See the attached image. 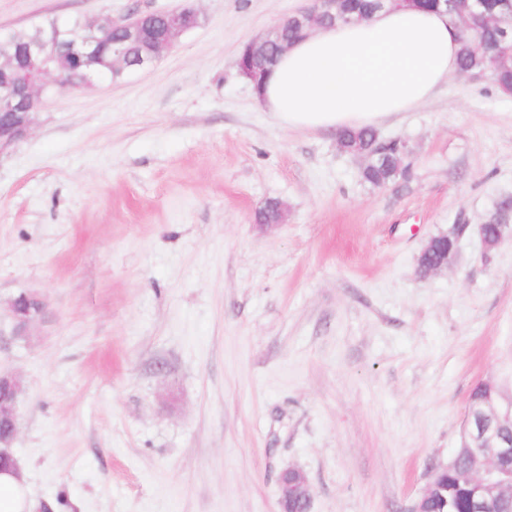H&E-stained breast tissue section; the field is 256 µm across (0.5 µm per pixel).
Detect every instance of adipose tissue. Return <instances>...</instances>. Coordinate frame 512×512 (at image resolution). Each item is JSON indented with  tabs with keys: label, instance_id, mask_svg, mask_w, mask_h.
<instances>
[{
	"label": "adipose tissue",
	"instance_id": "ef3b65f1",
	"mask_svg": "<svg viewBox=\"0 0 512 512\" xmlns=\"http://www.w3.org/2000/svg\"><path fill=\"white\" fill-rule=\"evenodd\" d=\"M448 17L431 9L376 13L292 43L258 97L290 129L377 127L426 104L457 69Z\"/></svg>",
	"mask_w": 512,
	"mask_h": 512
}]
</instances>
